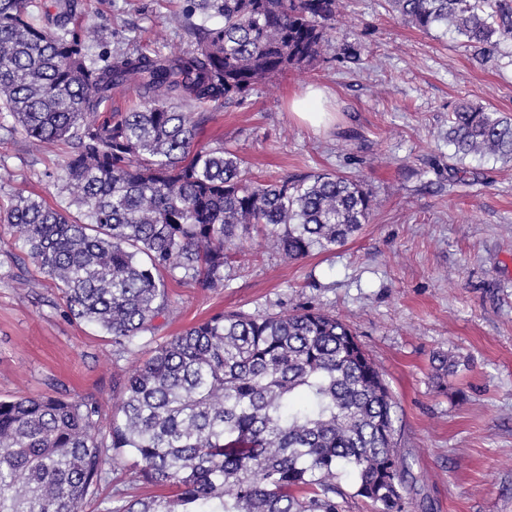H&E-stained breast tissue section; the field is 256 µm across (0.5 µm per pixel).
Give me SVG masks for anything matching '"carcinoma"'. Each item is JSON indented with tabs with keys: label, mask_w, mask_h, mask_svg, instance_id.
I'll list each match as a JSON object with an SVG mask.
<instances>
[{
	"label": "carcinoma",
	"mask_w": 512,
	"mask_h": 512,
	"mask_svg": "<svg viewBox=\"0 0 512 512\" xmlns=\"http://www.w3.org/2000/svg\"><path fill=\"white\" fill-rule=\"evenodd\" d=\"M193 48L179 54L86 44L81 0H0V109L35 146L69 148L68 210L17 194L0 210L68 312L118 351L167 311V279L224 287L252 229L285 260L345 244L372 195L336 173L259 180L223 144L196 143L206 112L322 58L338 0H187ZM420 32L491 47L512 35L502 0H387ZM137 103L101 107L119 90ZM455 155L512 161V118L463 103L448 115ZM459 365L438 352L441 381ZM108 430L93 401L0 399V512H83L106 466L132 460L150 492L99 499L101 512H404L408 473L397 406L350 328L322 308L218 313L156 345L113 386ZM352 473V491L337 475Z\"/></svg>",
	"instance_id": "1"
}]
</instances>
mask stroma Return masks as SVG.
<instances>
[{
    "mask_svg": "<svg viewBox=\"0 0 512 512\" xmlns=\"http://www.w3.org/2000/svg\"><path fill=\"white\" fill-rule=\"evenodd\" d=\"M92 54H178L192 38L186 0H87ZM324 59L212 110L199 144L231 146L264 177L334 172L359 180L375 207L330 252L282 261L247 235L224 288L170 283L152 332L116 354L97 327L71 318L61 292L0 224V399L49 394L93 400L112 415V386L146 344L229 311L321 307L355 333L398 406L397 446L409 470L405 512H512V162L458 158L448 114L463 100L512 117V37L493 53L455 34L422 33L386 0H339ZM325 90L319 127L291 112L309 86ZM68 149L33 148L0 119V205L24 193L64 207ZM460 365L446 385L433 352Z\"/></svg>",
    "mask_w": 512,
    "mask_h": 512,
    "instance_id": "1",
    "label": "stroma"
}]
</instances>
